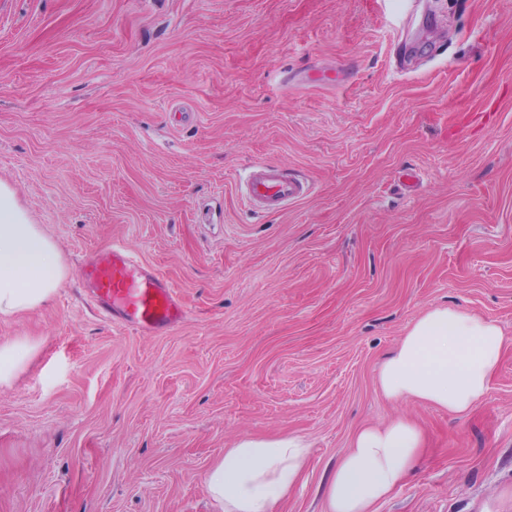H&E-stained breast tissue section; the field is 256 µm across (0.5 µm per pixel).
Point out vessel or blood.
I'll return each mask as SVG.
<instances>
[{
    "mask_svg": "<svg viewBox=\"0 0 512 512\" xmlns=\"http://www.w3.org/2000/svg\"><path fill=\"white\" fill-rule=\"evenodd\" d=\"M306 181L264 163L252 164L243 183L244 200L257 212H277L304 199ZM98 309L112 320L142 332L177 326L186 311L168 281L124 249H101L80 269Z\"/></svg>",
    "mask_w": 512,
    "mask_h": 512,
    "instance_id": "obj_1",
    "label": "vessel or blood"
}]
</instances>
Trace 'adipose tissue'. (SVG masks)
Wrapping results in <instances>:
<instances>
[{
  "mask_svg": "<svg viewBox=\"0 0 512 512\" xmlns=\"http://www.w3.org/2000/svg\"><path fill=\"white\" fill-rule=\"evenodd\" d=\"M63 279L56 243L0 182V317L48 303ZM505 345L492 320L453 305L426 309L384 361L381 393L394 403L416 400L467 413L487 395ZM423 442L421 430L404 418L362 428L326 482L327 512H374L407 477ZM309 453L297 435L239 439L208 468L206 491L222 512H276Z\"/></svg>",
  "mask_w": 512,
  "mask_h": 512,
  "instance_id": "1",
  "label": "adipose tissue"
}]
</instances>
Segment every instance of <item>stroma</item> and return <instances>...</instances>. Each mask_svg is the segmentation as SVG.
<instances>
[{"label":"stroma","instance_id":"stroma-1","mask_svg":"<svg viewBox=\"0 0 512 512\" xmlns=\"http://www.w3.org/2000/svg\"><path fill=\"white\" fill-rule=\"evenodd\" d=\"M262 162L312 183L276 214ZM0 182L59 247L53 300L0 318V512H222L203 477L244 437L311 445L278 512H326L354 433L424 432L375 512H512V0H0ZM122 244L187 312L113 324L79 270ZM495 321L485 399L386 400L426 309ZM310 191L306 181L281 173L265 163H253L243 183L245 203L257 212H278L304 199ZM29 346L19 340L0 343V386H9L29 354Z\"/></svg>","mask_w":512,"mask_h":512}]
</instances>
